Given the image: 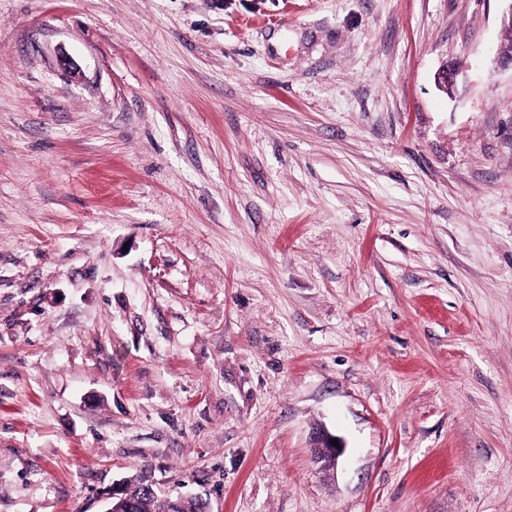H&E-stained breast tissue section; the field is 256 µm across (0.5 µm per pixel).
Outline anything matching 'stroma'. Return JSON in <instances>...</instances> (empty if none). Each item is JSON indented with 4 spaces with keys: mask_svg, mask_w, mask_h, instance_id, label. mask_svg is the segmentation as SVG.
<instances>
[{
    "mask_svg": "<svg viewBox=\"0 0 512 512\" xmlns=\"http://www.w3.org/2000/svg\"><path fill=\"white\" fill-rule=\"evenodd\" d=\"M502 8L0 0V512H512ZM334 439H338L339 447L334 445ZM311 448L317 462L334 468L345 451V444L340 437L321 427L313 434ZM155 483L147 470L129 477L122 487V493L109 504H118L121 512H204L208 508L206 501L194 498H166L161 500Z\"/></svg>",
    "mask_w": 512,
    "mask_h": 512,
    "instance_id": "35a3bbf8",
    "label": "stroma"
}]
</instances>
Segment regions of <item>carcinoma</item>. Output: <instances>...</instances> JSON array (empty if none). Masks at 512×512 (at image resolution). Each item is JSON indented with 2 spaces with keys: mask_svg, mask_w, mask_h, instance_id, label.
Instances as JSON below:
<instances>
[{
  "mask_svg": "<svg viewBox=\"0 0 512 512\" xmlns=\"http://www.w3.org/2000/svg\"><path fill=\"white\" fill-rule=\"evenodd\" d=\"M112 504L118 505L119 512H204L208 508L207 502L197 497L159 498L155 483L146 470L129 477Z\"/></svg>",
  "mask_w": 512,
  "mask_h": 512,
  "instance_id": "carcinoma-1",
  "label": "carcinoma"
}]
</instances>
